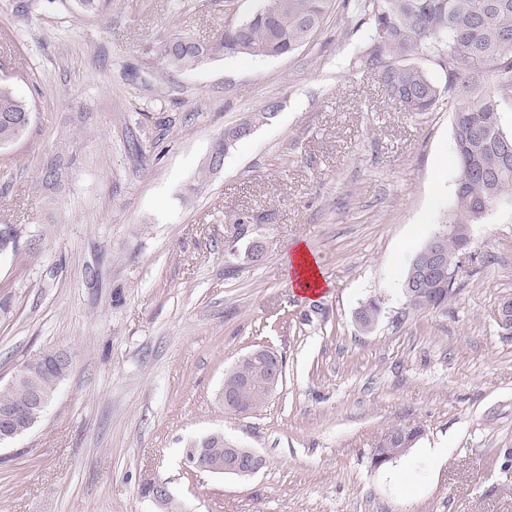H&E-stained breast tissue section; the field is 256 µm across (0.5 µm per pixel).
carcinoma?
<instances>
[{
  "label": "carcinoma",
  "instance_id": "obj_1",
  "mask_svg": "<svg viewBox=\"0 0 512 512\" xmlns=\"http://www.w3.org/2000/svg\"><path fill=\"white\" fill-rule=\"evenodd\" d=\"M80 9L107 17L112 0H61ZM334 0H265L245 29L228 24L209 42L184 34H172L153 46L163 73L170 77L192 70L220 55L275 58L291 55L311 42L319 31ZM342 8L364 27L370 46L368 61L390 99L408 112H433L443 97L462 98L453 115L457 162L455 218L461 235L445 244L448 267L453 270V289L448 276L429 284V291L415 297L412 281L417 273L408 263L402 293L406 306L414 311L438 309L457 292L459 280L474 269L456 262L463 234L487 211L484 204L512 195V159L504 158V147L512 146V132L503 129L501 111L512 101V0H343ZM425 53L439 57L448 71L445 86L437 85L419 65L410 62ZM277 105L269 103L253 116L224 130L223 150L246 138V130L273 118ZM31 104L0 82V142L15 141L30 124ZM233 142H228V139ZM64 154L53 155V171L39 168L37 186L54 189L66 175ZM378 299L362 305L356 316L366 327L381 315ZM35 380L45 404H50L60 384L73 369L66 356L56 367L30 358L23 362ZM228 375L249 383L246 399L255 411L270 399L267 393L266 363L241 358ZM25 385L0 388V408H29V421L36 423L45 408L29 406Z\"/></svg>",
  "mask_w": 512,
  "mask_h": 512
}]
</instances>
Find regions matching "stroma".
Instances as JSON below:
<instances>
[{
	"instance_id": "obj_1",
	"label": "stroma",
	"mask_w": 512,
	"mask_h": 512,
	"mask_svg": "<svg viewBox=\"0 0 512 512\" xmlns=\"http://www.w3.org/2000/svg\"><path fill=\"white\" fill-rule=\"evenodd\" d=\"M0 0V82L33 106L0 147V222L24 225L0 255V387L26 359L65 351L74 371L26 434L0 445V512H512V197L471 237L476 272L447 307L406 309L411 255L454 216V104L418 115L389 100L364 32L334 5L296 53L221 56L169 81L151 45L200 41L260 0H112L110 24L59 0ZM274 118L214 142L267 103ZM76 160L61 190L37 170L59 132ZM138 142L139 151L129 148ZM263 258L251 262L252 243ZM328 289L290 288L292 243ZM383 302L369 332L354 314ZM285 360L261 410L220 400L254 346ZM416 424L376 468L385 432ZM213 433L265 459L246 480L188 467ZM450 454L413 484L420 449ZM165 484L171 502L145 493Z\"/></svg>"
}]
</instances>
